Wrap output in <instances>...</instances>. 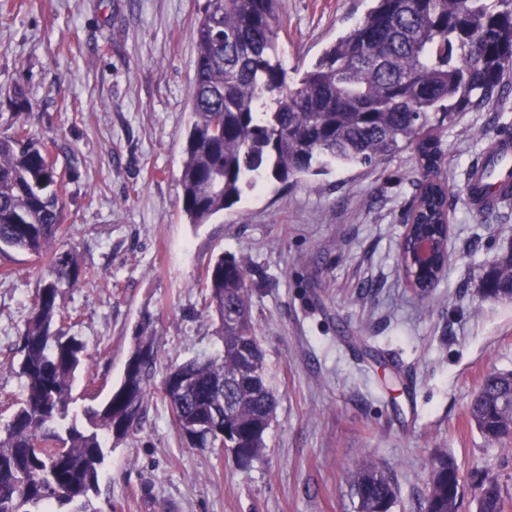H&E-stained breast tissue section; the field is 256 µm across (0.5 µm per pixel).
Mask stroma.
<instances>
[{"label":"stroma","instance_id":"1","mask_svg":"<svg viewBox=\"0 0 512 512\" xmlns=\"http://www.w3.org/2000/svg\"><path fill=\"white\" fill-rule=\"evenodd\" d=\"M206 0H0V129L55 140L63 242L97 270L65 290L88 359L72 411L122 376L135 327L151 314L156 377L215 355L202 275L218 256L248 271L252 314L276 397L265 448L249 468L188 447L153 394L138 432L104 440L87 512H358L356 464L397 487L393 512H418L431 464L452 456L459 512H476L486 475L512 512V437L487 442L470 402L484 377L512 371V300L479 294L486 266L512 250V202L474 214L464 186L492 138L512 132V68L490 106L434 135L449 186L448 266L424 297L399 245L421 177L407 147L371 167L244 191L210 223H188L180 171L190 119L194 27ZM370 0H284L278 42L296 82ZM32 108L17 111L14 90ZM0 276V400L20 396V334L47 264L14 255Z\"/></svg>","mask_w":512,"mask_h":512}]
</instances>
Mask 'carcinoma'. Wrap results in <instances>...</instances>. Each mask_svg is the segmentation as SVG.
<instances>
[{
	"label": "carcinoma",
	"mask_w": 512,
	"mask_h": 512,
	"mask_svg": "<svg viewBox=\"0 0 512 512\" xmlns=\"http://www.w3.org/2000/svg\"><path fill=\"white\" fill-rule=\"evenodd\" d=\"M283 0H206L196 24L190 124L182 163V211L206 224L244 189L273 179L319 175L331 164L373 166L415 146L423 169L406 221L437 244L448 223V186L438 142L421 136L468 108L489 105L512 65V0H372L345 35L327 46L294 84L278 55ZM57 144L22 125L0 129V257L48 259L21 333L22 398L3 401L0 512H49L52 502L85 501L97 491L102 438L119 437L145 418L159 349L153 321L138 325L120 385L98 404L70 414L85 345L77 318L60 315L65 288L90 283L75 248L60 250L63 201ZM205 309L219 320L222 349L169 369L159 392L172 423L193 448H217V432L235 442L233 461L249 466L264 448L274 393L253 322L247 271L219 256L203 276ZM481 297L512 300V251L482 276ZM512 373L492 372L469 414L491 441L512 435ZM462 476L455 461L431 466L419 512H458ZM358 512H392L396 487L373 462L355 467ZM478 512H503L499 483L477 485Z\"/></svg>",
	"instance_id": "obj_1"
}]
</instances>
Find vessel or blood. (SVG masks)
<instances>
[{
	"mask_svg": "<svg viewBox=\"0 0 512 512\" xmlns=\"http://www.w3.org/2000/svg\"><path fill=\"white\" fill-rule=\"evenodd\" d=\"M492 153L499 160L496 169L480 164L465 186L466 201L476 213H484L511 199L512 188V137L503 135L493 139Z\"/></svg>",
	"mask_w": 512,
	"mask_h": 512,
	"instance_id": "vessel-or-blood-1",
	"label": "vessel or blood"
}]
</instances>
